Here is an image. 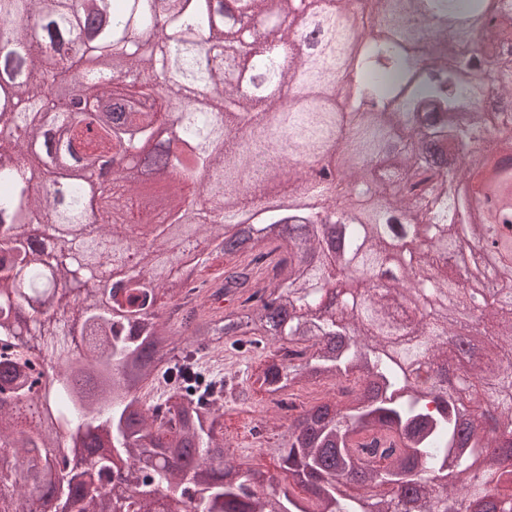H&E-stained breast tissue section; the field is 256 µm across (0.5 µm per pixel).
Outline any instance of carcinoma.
Instances as JSON below:
<instances>
[{
  "label": "carcinoma",
  "instance_id": "1",
  "mask_svg": "<svg viewBox=\"0 0 512 512\" xmlns=\"http://www.w3.org/2000/svg\"><path fill=\"white\" fill-rule=\"evenodd\" d=\"M357 2L0 0V512H512V247L487 258L500 283L459 358L479 384L465 421L448 297L479 291L483 271L448 258L481 246L492 215L427 158L489 132L512 149V123L490 124L512 113V0ZM493 9L500 23L475 33ZM73 70L96 99L79 112L47 92ZM289 79L305 101L287 108ZM162 118L171 154L154 150ZM51 138L55 178L37 193ZM274 139L322 156L335 173L317 193L330 206L342 187L361 218L272 205L257 175ZM132 151L158 170L162 223L135 222L126 179L112 208L86 207L94 161L115 169ZM480 167L512 225V168L494 153ZM279 225L302 235H270ZM214 256L218 276L180 275ZM128 265L93 282V267ZM220 298L237 304L217 318ZM226 344L266 355L256 380L288 398L287 483L230 453L219 380L197 358ZM333 380L354 381L347 399L288 392ZM88 439L107 450L69 462ZM472 382L464 381L461 374H453L450 379L449 388L458 400L460 411L469 416L472 411V402L470 400Z\"/></svg>",
  "mask_w": 512,
  "mask_h": 512
}]
</instances>
